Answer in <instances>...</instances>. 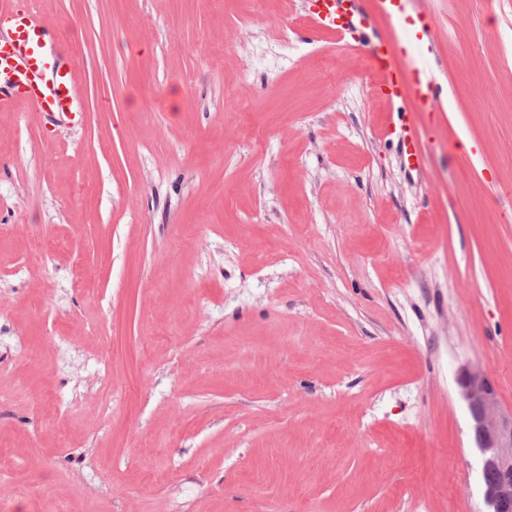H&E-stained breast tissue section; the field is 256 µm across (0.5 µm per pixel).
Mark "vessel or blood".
<instances>
[{
  "label": "vessel or blood",
  "instance_id": "obj_1",
  "mask_svg": "<svg viewBox=\"0 0 512 512\" xmlns=\"http://www.w3.org/2000/svg\"><path fill=\"white\" fill-rule=\"evenodd\" d=\"M404 0H378L380 11L390 20L414 28V40L429 44L432 28L426 14L418 18L407 16ZM317 24L320 31L335 34L340 21L349 27L364 28L365 16L356 11L354 0H316ZM0 24L8 30L0 37V73L9 75L11 86L0 88V109L14 107L16 103L33 104L51 115H71L78 88L75 83L74 64L53 58L46 49L49 26L44 18L21 9L0 16ZM373 76L375 94L400 104L397 123H383L381 133L398 135L406 147V161L410 167H421L424 152L417 129L418 116L434 104L438 88L432 75L420 67L413 53L406 48H395L384 40L365 38Z\"/></svg>",
  "mask_w": 512,
  "mask_h": 512
}]
</instances>
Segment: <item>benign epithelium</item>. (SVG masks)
I'll return each mask as SVG.
<instances>
[{"label": "benign epithelium", "mask_w": 512, "mask_h": 512, "mask_svg": "<svg viewBox=\"0 0 512 512\" xmlns=\"http://www.w3.org/2000/svg\"><path fill=\"white\" fill-rule=\"evenodd\" d=\"M457 384L481 460L486 512H512V409L501 404L494 382L481 368H461Z\"/></svg>", "instance_id": "7a95c632"}]
</instances>
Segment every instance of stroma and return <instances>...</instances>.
Wrapping results in <instances>:
<instances>
[{"label": "stroma", "instance_id": "35a3bbf8", "mask_svg": "<svg viewBox=\"0 0 512 512\" xmlns=\"http://www.w3.org/2000/svg\"><path fill=\"white\" fill-rule=\"evenodd\" d=\"M80 121L0 112V512H486L512 408V0H408L410 168L315 0H0ZM459 393L466 403L470 431L481 460L486 512H512V409H506L489 373L462 367Z\"/></svg>", "mask_w": 512, "mask_h": 512}]
</instances>
